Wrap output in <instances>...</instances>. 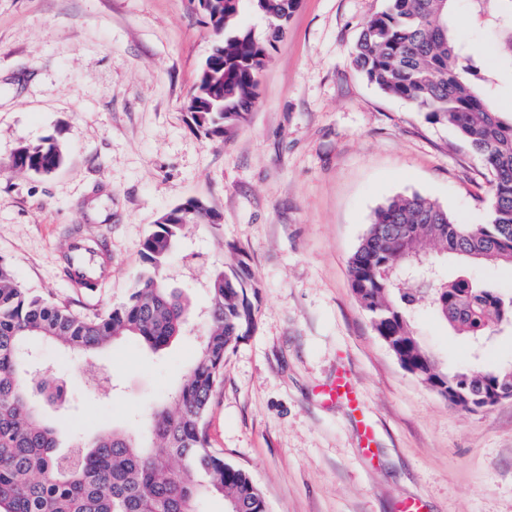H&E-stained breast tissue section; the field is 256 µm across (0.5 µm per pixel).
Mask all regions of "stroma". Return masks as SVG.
I'll return each mask as SVG.
<instances>
[{
    "label": "stroma",
    "mask_w": 512,
    "mask_h": 512,
    "mask_svg": "<svg viewBox=\"0 0 512 512\" xmlns=\"http://www.w3.org/2000/svg\"><path fill=\"white\" fill-rule=\"evenodd\" d=\"M383 0H300L264 68L255 107L228 140L207 138L187 109L212 37L190 0H0V259L30 291L84 317L122 303L145 263L142 240L189 199L216 209L212 231L186 229L193 269L174 287L204 306V283L244 252L260 290L253 332L228 354L206 424L213 448L247 469L268 512H512V398L486 410L448 404L407 373L376 336L347 261L375 210L420 194L465 224L489 219L491 176L448 126L387 97L352 64ZM469 52L492 66L499 109L512 111V65L499 31L458 0ZM57 140L61 167L15 170L22 143ZM95 239L106 275L76 285L64 255ZM415 326L448 370L512 366V328L476 346L428 305ZM200 333L154 354L135 339L96 356L44 344L61 399L39 392L60 447L95 429L142 427L168 403ZM349 370L376 433L366 456L341 403L319 386Z\"/></svg>",
    "instance_id": "1"
}]
</instances>
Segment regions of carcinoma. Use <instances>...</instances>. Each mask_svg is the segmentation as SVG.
<instances>
[{"mask_svg": "<svg viewBox=\"0 0 512 512\" xmlns=\"http://www.w3.org/2000/svg\"><path fill=\"white\" fill-rule=\"evenodd\" d=\"M453 2L386 0L364 24L353 63L381 93L470 145L491 175L489 222L460 224L426 197L396 196L376 210L348 270L353 293L401 367L452 406L474 411L485 381L512 390V367L442 370L411 321L425 295L450 328L476 341L495 324L512 326V296L440 269L452 258L512 271V117L494 103L492 70L457 39ZM469 2L475 23H505L500 42L512 59V0ZM198 6L214 37L188 107L206 136L225 139L255 105L260 72L298 0H198ZM246 7L261 28L242 22ZM62 161L59 145L45 139L21 145L13 166L48 175ZM162 218L142 242L147 267L126 301L94 319L22 288L0 260V512H193L202 493L221 496L229 512H267L251 475L212 448L205 422L225 357L255 325L249 293H258V285L237 246L228 249L238 258L215 267L206 283L201 349L171 405L149 410L145 431L101 432L60 453L61 428L43 423L29 393L34 341L91 355L133 337L158 352L186 332L195 311L169 286L165 269L187 226L217 230L221 216L189 199ZM450 375L458 378L453 390L444 384Z\"/></svg>", "mask_w": 512, "mask_h": 512, "instance_id": "carcinoma-1", "label": "carcinoma"}]
</instances>
